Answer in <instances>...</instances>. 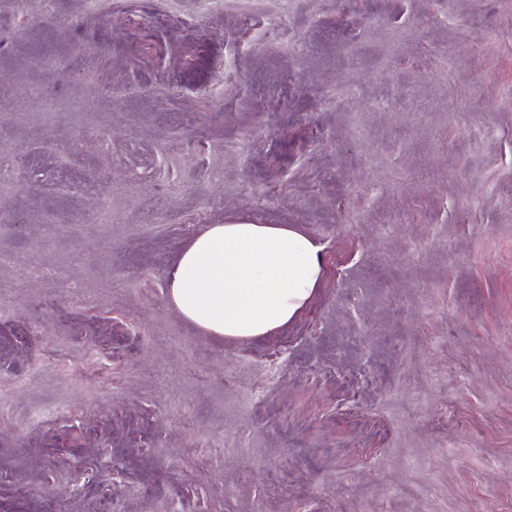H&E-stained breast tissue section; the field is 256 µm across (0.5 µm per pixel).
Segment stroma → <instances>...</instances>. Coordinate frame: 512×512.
Here are the masks:
<instances>
[{"mask_svg": "<svg viewBox=\"0 0 512 512\" xmlns=\"http://www.w3.org/2000/svg\"><path fill=\"white\" fill-rule=\"evenodd\" d=\"M0 512H512V0H0ZM293 225L288 326L169 305ZM321 248L287 224L243 218L192 236L168 280V302L213 336L246 341L294 321L316 294Z\"/></svg>", "mask_w": 512, "mask_h": 512, "instance_id": "obj_1", "label": "stroma"}]
</instances>
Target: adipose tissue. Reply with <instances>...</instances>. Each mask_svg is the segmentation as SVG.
I'll return each instance as SVG.
<instances>
[{"mask_svg":"<svg viewBox=\"0 0 512 512\" xmlns=\"http://www.w3.org/2000/svg\"><path fill=\"white\" fill-rule=\"evenodd\" d=\"M321 248L287 224L236 218L191 239L168 280V302L213 336L246 341L294 321L323 279Z\"/></svg>","mask_w":512,"mask_h":512,"instance_id":"obj_1","label":"adipose tissue"}]
</instances>
